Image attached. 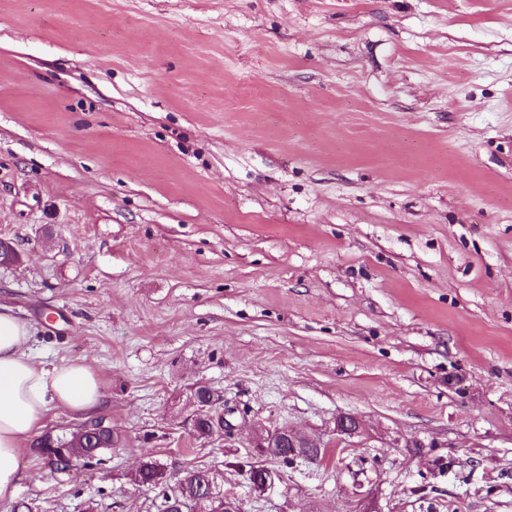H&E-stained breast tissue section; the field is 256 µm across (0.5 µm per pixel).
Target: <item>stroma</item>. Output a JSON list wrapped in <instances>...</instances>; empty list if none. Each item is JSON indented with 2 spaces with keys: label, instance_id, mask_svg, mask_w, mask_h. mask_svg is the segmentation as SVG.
Segmentation results:
<instances>
[{
  "label": "stroma",
  "instance_id": "35a3bbf8",
  "mask_svg": "<svg viewBox=\"0 0 512 512\" xmlns=\"http://www.w3.org/2000/svg\"><path fill=\"white\" fill-rule=\"evenodd\" d=\"M0 239L121 440L25 450L0 512H156L147 459L243 512H512V0H0ZM282 425L324 453L257 490ZM197 394H203V402L206 403V412L195 416L191 421L193 436L199 440L212 441L220 438L221 413L224 410V400L216 390L210 387L196 388ZM92 425L101 426L102 421L90 422ZM120 442L118 436L112 433L111 427L105 426L101 434L92 439L82 426L72 432L70 437L56 436L46 433L33 441L32 447L35 453L43 460L55 457L58 471H70L74 459L83 461L84 467L93 468L103 461L101 455L104 450L116 447Z\"/></svg>",
  "mask_w": 512,
  "mask_h": 512
}]
</instances>
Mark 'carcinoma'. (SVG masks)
I'll list each match as a JSON object with an SVG mask.
<instances>
[{"instance_id": "cac0c4a2", "label": "carcinoma", "mask_w": 512, "mask_h": 512, "mask_svg": "<svg viewBox=\"0 0 512 512\" xmlns=\"http://www.w3.org/2000/svg\"><path fill=\"white\" fill-rule=\"evenodd\" d=\"M196 393L203 394L206 412L192 419L193 436L199 440H216L220 438L223 397L216 390L203 387L196 388ZM94 424L101 427V434L94 439L82 427L68 437H53L46 433L33 441L34 451L43 460L56 458L59 471L71 470L75 459L82 460L85 467H96L102 463L103 451L118 445L120 439L112 433V428L102 426V422L96 420ZM254 448L262 455L285 465H293L299 460H316L322 454L320 443L311 448H286L282 451L269 448L267 439L262 435L255 439ZM208 475L207 468L192 467L184 470L175 485L170 486L163 481V474L157 463L147 460L137 470L135 481L157 490L158 512H172L176 508L182 512H213L224 506V497L215 493L210 501L200 499L199 488L206 483Z\"/></svg>"}]
</instances>
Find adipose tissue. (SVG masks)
<instances>
[{
    "instance_id": "obj_1",
    "label": "adipose tissue",
    "mask_w": 512,
    "mask_h": 512,
    "mask_svg": "<svg viewBox=\"0 0 512 512\" xmlns=\"http://www.w3.org/2000/svg\"><path fill=\"white\" fill-rule=\"evenodd\" d=\"M29 325L0 304V501L11 500L21 479L24 445L51 408L78 415L104 398L100 373L82 358L45 368L34 354Z\"/></svg>"
}]
</instances>
